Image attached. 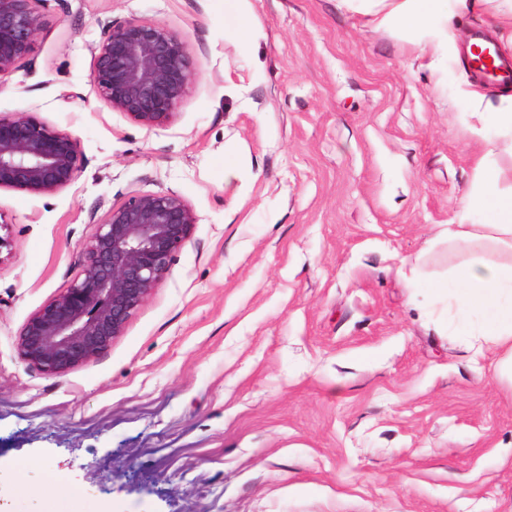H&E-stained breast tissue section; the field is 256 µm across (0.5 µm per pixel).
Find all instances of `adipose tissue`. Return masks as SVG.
I'll use <instances>...</instances> for the list:
<instances>
[{
    "label": "adipose tissue",
    "instance_id": "obj_1",
    "mask_svg": "<svg viewBox=\"0 0 512 512\" xmlns=\"http://www.w3.org/2000/svg\"><path fill=\"white\" fill-rule=\"evenodd\" d=\"M387 7L382 23L396 22L417 26H435L444 41H453L456 21L470 7L469 0H384ZM500 150L488 142L486 151L474 166V182L465 200L467 210L481 214L486 224H452L448 238L470 257L463 269L448 278L435 281L433 294L447 302L450 309L472 320L471 337L475 355L497 352L498 372L512 381V261L493 262L473 251L475 240H483L491 250L507 246L512 250V172L494 165Z\"/></svg>",
    "mask_w": 512,
    "mask_h": 512
}]
</instances>
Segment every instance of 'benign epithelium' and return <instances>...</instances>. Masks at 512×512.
Listing matches in <instances>:
<instances>
[{"label":"benign epithelium","instance_id":"7a95c632","mask_svg":"<svg viewBox=\"0 0 512 512\" xmlns=\"http://www.w3.org/2000/svg\"><path fill=\"white\" fill-rule=\"evenodd\" d=\"M40 0H0V79L25 62L43 28ZM193 74L186 36L165 24L109 21L90 82L98 98L142 126L162 124ZM78 141L31 112L0 117V189L54 195L75 180ZM191 205L173 192L141 193L96 222L80 275L34 311L16 349L28 366L60 376L108 350L169 273L192 235Z\"/></svg>","mask_w":512,"mask_h":512}]
</instances>
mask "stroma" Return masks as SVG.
<instances>
[{
    "label": "stroma",
    "instance_id": "1",
    "mask_svg": "<svg viewBox=\"0 0 512 512\" xmlns=\"http://www.w3.org/2000/svg\"><path fill=\"white\" fill-rule=\"evenodd\" d=\"M368 0H43L0 116L77 139L56 195L0 190V502L53 512H512V383L474 356L430 281L462 265L452 224L495 129L474 132L468 34L377 25ZM187 37L193 76L161 125L89 81L107 21ZM174 192L197 223L95 360L61 376L16 351L81 271L94 224Z\"/></svg>",
    "mask_w": 512,
    "mask_h": 512
}]
</instances>
